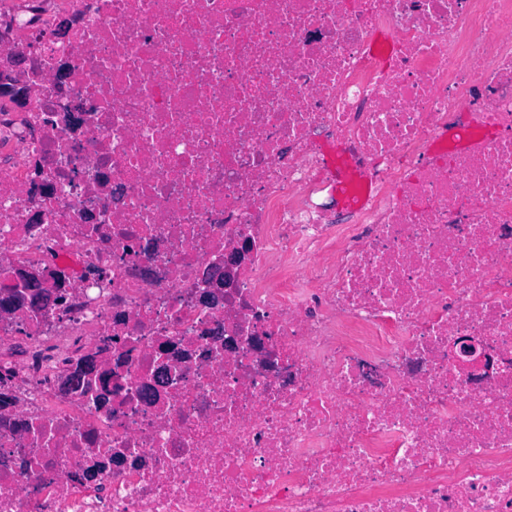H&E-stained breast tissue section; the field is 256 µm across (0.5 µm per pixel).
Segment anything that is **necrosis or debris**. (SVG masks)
<instances>
[{"label":"necrosis or debris","mask_w":512,"mask_h":512,"mask_svg":"<svg viewBox=\"0 0 512 512\" xmlns=\"http://www.w3.org/2000/svg\"><path fill=\"white\" fill-rule=\"evenodd\" d=\"M0 84V512H512V0H0Z\"/></svg>","instance_id":"necrosis-or-debris-1"}]
</instances>
